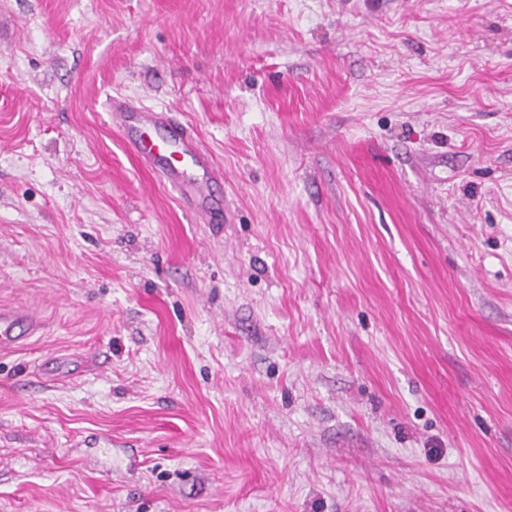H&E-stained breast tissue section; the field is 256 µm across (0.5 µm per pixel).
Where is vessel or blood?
I'll list each match as a JSON object with an SVG mask.
<instances>
[{
    "mask_svg": "<svg viewBox=\"0 0 512 512\" xmlns=\"http://www.w3.org/2000/svg\"><path fill=\"white\" fill-rule=\"evenodd\" d=\"M107 112L110 123L121 131L128 154L175 189L196 218L206 224L223 223L227 214L218 189L224 183V169L190 126L168 111L144 107L124 95L111 97ZM43 328V320L34 309L1 306L0 351L25 345Z\"/></svg>",
    "mask_w": 512,
    "mask_h": 512,
    "instance_id": "vessel-or-blood-1",
    "label": "vessel or blood"
}]
</instances>
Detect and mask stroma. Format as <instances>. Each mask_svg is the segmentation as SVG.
<instances>
[{
  "mask_svg": "<svg viewBox=\"0 0 512 512\" xmlns=\"http://www.w3.org/2000/svg\"><path fill=\"white\" fill-rule=\"evenodd\" d=\"M1 304L0 512H512V0H0ZM108 118L122 133L128 154L175 189L184 207L204 224L228 219L224 197V168L205 148L196 132L166 110L142 106L132 97L112 96ZM44 328L40 315L28 306L0 307V351H11L26 344Z\"/></svg>",
  "mask_w": 512,
  "mask_h": 512,
  "instance_id": "stroma-1",
  "label": "stroma"
}]
</instances>
